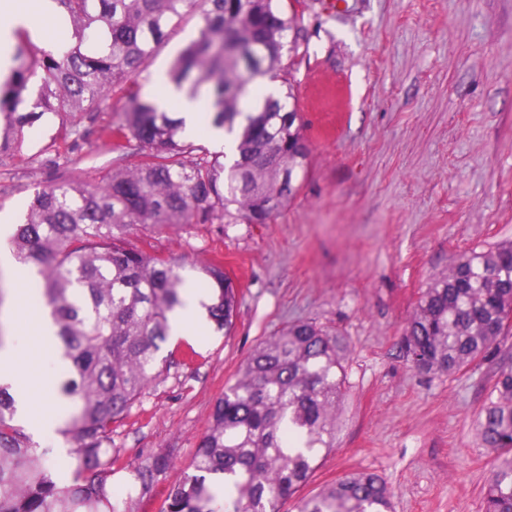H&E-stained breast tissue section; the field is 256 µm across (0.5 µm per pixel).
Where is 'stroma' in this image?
Returning <instances> with one entry per match:
<instances>
[{
    "label": "stroma",
    "instance_id": "stroma-1",
    "mask_svg": "<svg viewBox=\"0 0 512 512\" xmlns=\"http://www.w3.org/2000/svg\"><path fill=\"white\" fill-rule=\"evenodd\" d=\"M309 57L291 66L307 172L268 224L170 227L156 250L224 266L239 293L231 335L194 342V361L170 367L112 436L107 472L130 512H160L191 470L216 400L248 356L294 320L340 334L345 395L336 444L299 497L368 471L393 491L394 512H483L482 487L497 462L478 423L500 367L512 364V333L497 358L456 374L424 375L401 344L422 292L454 258L512 240V0H347L345 11L306 0ZM197 35L173 33L138 78L168 76ZM126 98L98 105L95 132L77 159L45 150L48 121L0 169V215L21 223L36 187L75 176L95 180L113 153L106 129ZM15 308L0 320L18 344L38 320L30 283L0 275ZM168 452L170 468L140 496L131 471Z\"/></svg>",
    "mask_w": 512,
    "mask_h": 512
}]
</instances>
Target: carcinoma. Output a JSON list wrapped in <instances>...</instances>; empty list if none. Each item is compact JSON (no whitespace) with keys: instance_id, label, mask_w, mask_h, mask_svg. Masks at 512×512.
I'll return each instance as SVG.
<instances>
[{"instance_id":"1","label":"carcinoma","mask_w":512,"mask_h":512,"mask_svg":"<svg viewBox=\"0 0 512 512\" xmlns=\"http://www.w3.org/2000/svg\"><path fill=\"white\" fill-rule=\"evenodd\" d=\"M68 43L34 52L14 31L13 66L0 86V165L21 149L25 127L58 120L47 148L94 132V105L115 89L130 108L111 128L115 164L94 182L70 177L37 189L10 247L36 276L39 302L55 327L49 355L62 368L60 434L71 444L73 479L51 477L53 450L15 424L16 400L0 385V512H127L100 473L112 469V434L162 374L158 358L170 314L182 305L187 270L207 289L201 302L229 335L237 289L218 262L138 247L167 226L267 224L295 195L311 153L291 81L281 98L262 79L279 78L299 55L304 0H54ZM194 19L197 36L170 78L207 95L212 124L237 133L232 165L182 135V121L133 91L169 33ZM40 77L37 88L31 79ZM512 316V242L458 255L423 292L403 337L422 374L458 373L490 359ZM341 339L316 323H288L247 358L213 408L192 458L193 472L169 489L161 512H279L307 484L336 440L344 394ZM479 421L482 443L500 451L483 488L484 512H512V367L498 371ZM172 464L159 453L134 469L141 495ZM392 492L377 474H350L301 500L299 512H390Z\"/></svg>"}]
</instances>
